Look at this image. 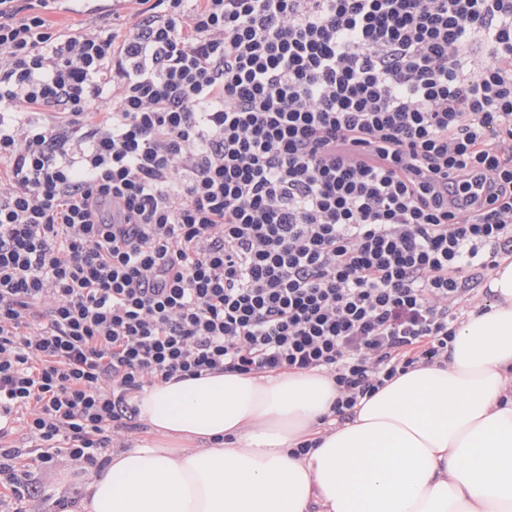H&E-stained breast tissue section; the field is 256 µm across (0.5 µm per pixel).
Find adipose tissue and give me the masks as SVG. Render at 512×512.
Returning <instances> with one entry per match:
<instances>
[{
    "label": "adipose tissue",
    "instance_id": "adipose-tissue-1",
    "mask_svg": "<svg viewBox=\"0 0 512 512\" xmlns=\"http://www.w3.org/2000/svg\"><path fill=\"white\" fill-rule=\"evenodd\" d=\"M448 357L328 416L317 370L158 382L133 400L151 441L111 453L85 512H512V261ZM306 440L317 446L292 455Z\"/></svg>",
    "mask_w": 512,
    "mask_h": 512
}]
</instances>
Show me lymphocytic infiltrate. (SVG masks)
<instances>
[{"label":"lymphocytic infiltrate","instance_id":"1","mask_svg":"<svg viewBox=\"0 0 512 512\" xmlns=\"http://www.w3.org/2000/svg\"><path fill=\"white\" fill-rule=\"evenodd\" d=\"M0 0V488L173 377L441 361L512 256V0ZM482 36L486 60L468 47ZM59 1L58 6L62 7V10L71 12H54V10L45 11L46 17L51 23L54 24L55 28L66 31H71L80 26V24L86 22L88 19L96 17L102 25L113 22L112 12L108 9H100L94 14L84 15L77 13L81 11H94L99 7L98 3L103 0H57ZM76 11V12H75Z\"/></svg>","mask_w":512,"mask_h":512}]
</instances>
